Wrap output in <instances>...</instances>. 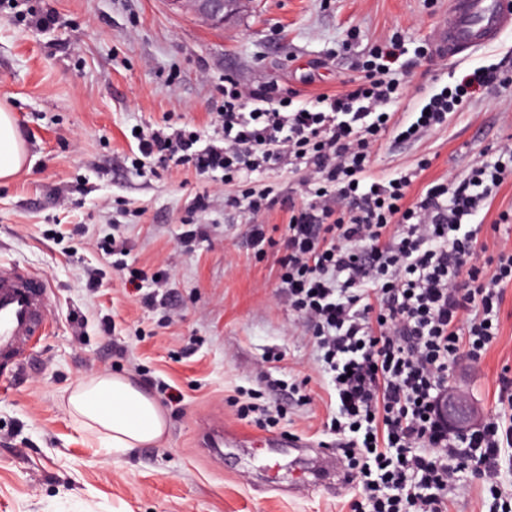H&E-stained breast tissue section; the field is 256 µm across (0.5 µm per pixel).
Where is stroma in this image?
I'll use <instances>...</instances> for the list:
<instances>
[{"mask_svg":"<svg viewBox=\"0 0 512 512\" xmlns=\"http://www.w3.org/2000/svg\"><path fill=\"white\" fill-rule=\"evenodd\" d=\"M49 5L54 25L30 7ZM448 0H246L214 26L169 0H7L0 4V105L14 114L28 169L0 184V261L45 277L50 323L25 364L0 385V512H348L358 484L300 483L298 470L335 452L336 398L310 335L277 290L287 212L255 215L225 205L239 188L182 168L143 176L128 154L137 130L163 120L211 134L230 77L277 83L299 99L336 91L357 76L370 47L393 35L425 55L404 76L391 133L375 147L379 179L417 171L414 191L467 175L512 146V85L476 91L443 126L410 140L395 134L443 87L478 68L512 66V31L451 62L434 56ZM206 194V212L195 208ZM205 224L192 251L185 222ZM275 245L256 255L252 225ZM121 234L149 279L137 287L97 249ZM98 285L89 288L87 272ZM166 293L145 306L151 277ZM512 369V288L502 332L481 363L459 355L450 385H464L485 416L497 410L498 376ZM108 372L144 385L168 421L164 442L115 454L71 416L72 389ZM311 393L290 400L288 387ZM281 408L274 431L310 443L262 455L242 445L215 459L197 446L202 421L260 438L239 416L254 391Z\"/></svg>","mask_w":512,"mask_h":512,"instance_id":"35a3bbf8","label":"stroma"}]
</instances>
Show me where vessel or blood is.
<instances>
[{
	"label": "vessel or blood",
	"instance_id": "b4317fda",
	"mask_svg": "<svg viewBox=\"0 0 512 512\" xmlns=\"http://www.w3.org/2000/svg\"><path fill=\"white\" fill-rule=\"evenodd\" d=\"M511 28L512 0H448V18L437 40L442 54L452 59ZM51 292L49 281L40 275L0 262V372L22 366L31 345L47 332L45 306ZM239 439L214 421L202 427L198 444L212 451Z\"/></svg>",
	"mask_w": 512,
	"mask_h": 512
}]
</instances>
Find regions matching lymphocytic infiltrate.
Returning <instances> with one entry per match:
<instances>
[{"instance_id": "obj_1", "label": "lymphocytic infiltrate", "mask_w": 512, "mask_h": 512, "mask_svg": "<svg viewBox=\"0 0 512 512\" xmlns=\"http://www.w3.org/2000/svg\"><path fill=\"white\" fill-rule=\"evenodd\" d=\"M403 54L397 41L373 46L362 77L304 109L269 86L225 79L215 138L157 126L140 138L137 165L153 161L227 183L302 166L308 200L288 207L278 288L334 384L339 416L331 426L349 478L365 491L351 512H448L464 472L481 480L487 512H512V495L498 481L512 422L492 418L460 435L434 412L458 353L481 359L500 335L512 239L487 250L471 221L512 167L480 161L415 198V173L371 176L372 150L390 131L387 108L403 94L390 75ZM500 80L496 69L466 75L433 95L401 138L443 124L474 88ZM369 290L376 305L363 301Z\"/></svg>"}]
</instances>
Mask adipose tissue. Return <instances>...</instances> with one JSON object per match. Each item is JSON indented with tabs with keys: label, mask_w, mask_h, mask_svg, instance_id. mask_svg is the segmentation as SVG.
Returning a JSON list of instances; mask_svg holds the SVG:
<instances>
[{
	"label": "adipose tissue",
	"mask_w": 512,
	"mask_h": 512,
	"mask_svg": "<svg viewBox=\"0 0 512 512\" xmlns=\"http://www.w3.org/2000/svg\"><path fill=\"white\" fill-rule=\"evenodd\" d=\"M26 152L10 110L0 106V182L14 178ZM72 416L89 436L117 452L159 443L167 431L157 402L129 379L99 374L80 383L68 398Z\"/></svg>",
	"instance_id": "adipose-tissue-1"
}]
</instances>
